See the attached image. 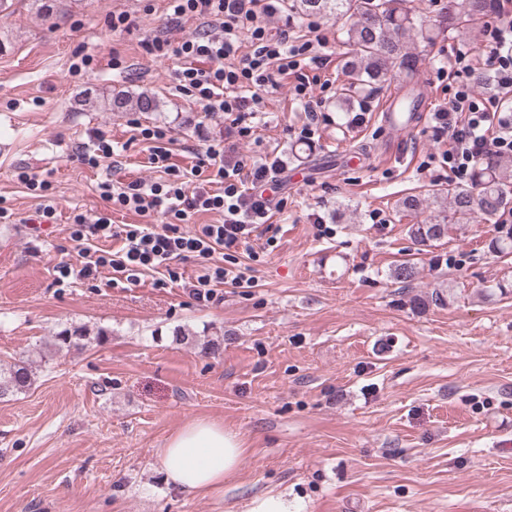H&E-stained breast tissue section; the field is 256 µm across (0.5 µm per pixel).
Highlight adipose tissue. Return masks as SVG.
Masks as SVG:
<instances>
[{
  "instance_id": "adipose-tissue-1",
  "label": "adipose tissue",
  "mask_w": 512,
  "mask_h": 512,
  "mask_svg": "<svg viewBox=\"0 0 512 512\" xmlns=\"http://www.w3.org/2000/svg\"><path fill=\"white\" fill-rule=\"evenodd\" d=\"M244 454L237 433L223 424L198 419L186 424L158 451V463L167 482L182 490L219 489L237 472Z\"/></svg>"
}]
</instances>
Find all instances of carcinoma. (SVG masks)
I'll use <instances>...</instances> for the list:
<instances>
[{"label": "carcinoma", "mask_w": 512, "mask_h": 512, "mask_svg": "<svg viewBox=\"0 0 512 512\" xmlns=\"http://www.w3.org/2000/svg\"><path fill=\"white\" fill-rule=\"evenodd\" d=\"M410 0H291L290 8L306 16L324 15L336 22L349 46L340 69L339 98L345 102H365L374 93L389 88L399 79L410 81L416 74L410 45L417 38L434 42L443 33L462 36L483 23L493 13V0H444L441 22L426 28ZM140 112L160 111V101L142 92L135 99ZM437 214L430 221L412 224L407 233L418 246L448 236V215L465 218L474 210L488 218L512 206V156L489 159L475 169L468 187L429 189L426 193L405 197L399 209L416 214L431 206ZM414 263L404 261L394 266L391 277L405 287L417 279ZM107 330L86 325L64 328L52 336L57 350L99 343ZM35 381L33 361L19 359L0 367V398L30 389Z\"/></svg>", "instance_id": "cac0c4a2"}]
</instances>
